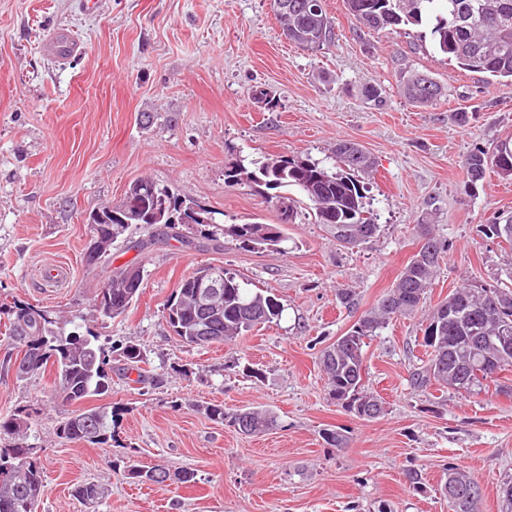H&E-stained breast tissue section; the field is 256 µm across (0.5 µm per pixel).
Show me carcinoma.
<instances>
[{
  "label": "carcinoma",
  "instance_id": "carcinoma-1",
  "mask_svg": "<svg viewBox=\"0 0 512 512\" xmlns=\"http://www.w3.org/2000/svg\"><path fill=\"white\" fill-rule=\"evenodd\" d=\"M444 4V12L435 15L431 36L439 49L453 57L459 67L487 73L498 81L512 84V0H346L347 10L356 23L373 30H382L402 21L420 23L423 12L436 2ZM305 0H273L275 15L290 41L307 51L318 53L335 40L334 27L324 10L305 11L297 5ZM423 73H410L403 83L406 98L418 105L429 106L442 95L438 81ZM336 171L323 162L310 158L281 156L247 159L238 157L229 164L224 176L231 183L246 182L273 205L288 203V213L278 224L247 222L214 225L205 239L211 248L222 247L220 237H230L249 248H276L288 240L286 231L297 214L296 200L288 196V188L300 189L312 202L315 221L323 225L336 242L358 247L372 238L377 225L367 216L364 199L370 176L376 164L360 144L341 140L332 151ZM464 166L471 181H481L488 171L502 178H512V143L497 142L488 150L469 154ZM161 192L166 201L184 208L194 202L175 196L170 190L149 178L131 184L124 195L127 222L111 224L110 205L98 208L99 220L88 225L90 233L112 228L111 241H116L133 224L152 229L167 223V216L157 211L153 192ZM419 250L398 274L392 287L371 309L363 312L349 331L324 349L320 356L329 394L347 411L359 404L378 405L379 416L386 409L382 399L363 383L366 339L398 318L412 317L422 308L423 300L432 287L437 272L444 263L447 246L437 238L430 225H422ZM483 233L489 238L512 242V224H486ZM126 263L115 267L94 292V308L99 316H121L130 303H107L106 293L123 290L133 297L141 294L143 284L125 282ZM206 266L186 275L178 282L176 293L167 305V323L179 341L207 347L236 342L245 333L271 323L283 312L278 299L247 288L238 274L224 268V288L217 312L201 309L195 301L198 275L209 272ZM13 316L10 334L23 342L25 349H39L40 363L25 365V359L14 362L20 377L33 375L51 366L55 369L54 395L73 405L102 395L109 390L110 377L96 336L88 332L65 333L47 311L15 302L0 303ZM512 337V288L507 286H477L465 284L437 304L426 318L422 346L425 357L411 372V384L422 391L453 389L459 393L478 394L486 389L483 381L473 377L478 363L488 364L484 378H499L512 371V353L502 356L494 342L501 329ZM213 421L235 429L249 422L252 434L258 435L278 426L277 416L255 408L226 409L222 404L204 407ZM31 428L30 414L21 410L0 420V436L11 442L0 446V512H35L46 492L42 469L26 443ZM55 435L61 441H84L104 444L112 439V422L104 409L77 410L59 420ZM105 494V488L93 482L81 483L72 490L88 512L95 509ZM481 495L459 493L448 498L449 512H479Z\"/></svg>",
  "mask_w": 512,
  "mask_h": 512
}]
</instances>
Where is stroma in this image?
Instances as JSON below:
<instances>
[{"mask_svg":"<svg viewBox=\"0 0 512 512\" xmlns=\"http://www.w3.org/2000/svg\"><path fill=\"white\" fill-rule=\"evenodd\" d=\"M323 7L336 40L315 54L286 39L271 0H98L90 14L80 0H0V300L96 334L112 377L111 391L82 404L112 411V442H61L53 430L67 407L51 392L52 371L20 380L0 370V419L18 407L32 415L46 485L36 512H87L72 495L83 482L107 490L96 512H448L440 487L451 463L479 482L481 512H504L512 396L491 386L474 396L414 389L425 313L366 343L364 381L386 402L377 420L331 398L319 356L392 286L421 244V220L449 247L427 306L467 280L512 287V248L480 231L512 221V180L490 172L472 183L464 168L475 148L512 141V87L461 69L432 39L431 21L372 31L353 24L344 0ZM60 27L85 46L63 65L42 51ZM410 69L444 86L434 105L404 97L400 74ZM371 85L381 104L365 98ZM262 90L274 110L258 102ZM341 140L377 161L365 200L379 226L370 242L337 245L303 195L277 251L229 238L190 250L179 239L200 243L201 227L184 224L142 257L130 244L146 232L133 227L113 245L112 264L141 265L143 292L120 317L94 312L107 267L84 264V221L135 180L152 177L220 223L274 224L264 195L227 182L228 163L324 162ZM205 264L275 294L281 317L233 344H182L166 307L178 281ZM345 288L356 308L337 300ZM128 342L143 352L139 369L113 351ZM212 403L263 408L279 425L245 436L209 419ZM338 428L348 442L336 449L323 433ZM158 464L196 480L123 475ZM410 469L421 471L420 489L409 487Z\"/></svg>","mask_w":512,"mask_h":512,"instance_id":"obj_1","label":"stroma"}]
</instances>
